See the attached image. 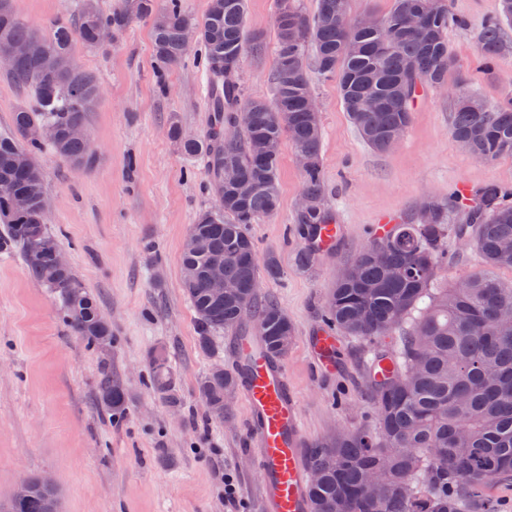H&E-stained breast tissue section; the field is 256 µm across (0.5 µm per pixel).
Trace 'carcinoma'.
<instances>
[{
	"instance_id": "obj_1",
	"label": "carcinoma",
	"mask_w": 512,
	"mask_h": 512,
	"mask_svg": "<svg viewBox=\"0 0 512 512\" xmlns=\"http://www.w3.org/2000/svg\"><path fill=\"white\" fill-rule=\"evenodd\" d=\"M154 0H129L121 10L103 13L86 2L74 22L58 19L48 32L22 22L10 0H0V67L31 93L30 104L14 112L12 126L0 131V185L24 192L29 206L12 209L0 198V254H20L26 273L62 301L71 331L86 344H107L112 327L96 300L70 269L53 275L60 245L46 225V194L36 155L50 147L75 166L91 168L95 154L88 140L68 136L86 126L99 100L96 78L73 66L71 48L79 39L100 45L104 31L114 33L133 19L150 17ZM503 18L484 23L478 50L492 67L503 44L502 20L512 21V0H501ZM247 0H211L200 19L185 14L179 0H169L162 21L153 25L155 57L163 67L179 64L192 45L204 49L210 110L209 131L197 139L182 135L172 121L169 134L187 159L203 158L216 197L224 210L199 214L190 234L202 237L196 247L184 245L182 284L195 313L198 344L212 346L214 334L236 327L255 306L251 284L276 278V259L260 257L249 227L274 213L280 203L278 169L283 139L310 158L304 170L305 193L321 201L319 115L306 109L312 96L305 51L311 48L321 75H336L345 112L364 143L377 152L407 128L417 88L448 80L454 59L448 51V0H394L385 18L373 24L351 22L348 0H318L313 17L292 0L288 14L276 16L277 63L272 74L273 98H245L238 71L245 52ZM423 17L421 34L405 30L407 17ZM26 44L33 52L13 56L7 48ZM53 51L61 60L45 72L38 54ZM288 69V83L280 69ZM232 70L226 74V70ZM470 97H457L451 130L471 145L482 160L512 155V103L474 111ZM241 118L238 138L224 139V127ZM52 124L56 140H33V128ZM251 184L239 193L229 173ZM512 187H482L467 221L451 224L448 210L428 202L426 224H396L384 236L359 248L342 271L325 304L327 322L350 336L365 339L403 330L399 344L379 351L389 356L395 372L373 379L372 430L340 431L311 451L308 466L319 478L310 482L311 512H499L486 496L493 481L512 482V321L497 318L512 309V285L486 273H474L451 288L435 287L434 277L445 259V239L465 240L490 267H512ZM332 217L323 208L296 214V231L305 246L299 261L311 264L322 226ZM224 260V278L232 284L224 301L209 292L207 266ZM266 352L283 357L293 326L288 314L269 300L258 310ZM151 385L171 404L176 385L165 355L151 357ZM231 372L206 373L198 396L208 412L224 417L222 391L233 384ZM100 403L113 416L126 413L125 393L104 367L98 385ZM41 489L27 499L10 502L8 512H45Z\"/></svg>"
}]
</instances>
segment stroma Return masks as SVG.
<instances>
[{
	"instance_id": "obj_1",
	"label": "stroma",
	"mask_w": 512,
	"mask_h": 512,
	"mask_svg": "<svg viewBox=\"0 0 512 512\" xmlns=\"http://www.w3.org/2000/svg\"><path fill=\"white\" fill-rule=\"evenodd\" d=\"M81 0H11L16 16L41 31L73 20ZM455 65L444 88H424L400 142L376 152L361 139L340 99L336 77L310 72L321 127L323 205L343 227L337 247L300 266L302 245L291 232L303 172L290 141L280 148V205L250 225L260 254L281 268L263 279L261 299L275 300L293 325L284 358L295 392L306 449L339 431L375 424L371 362L395 336L366 340L340 335L337 365L325 370L308 342L325 327L330 290L356 250L371 241L382 216L417 223L422 202L447 205L452 223L466 219L464 202L490 183L512 186V156L481 161L454 140L450 113L456 91L489 105L512 100V23L493 68L479 60L478 35L499 17L501 0H448ZM277 0H248L246 49L239 80L250 99L272 96ZM199 48L157 70L150 19L138 18L110 44H75L73 65L100 87L87 131L92 168H79L43 149L37 156L50 200L47 223L70 266L112 325V342L92 348L63 320L62 304L25 272L17 254H0V505L21 477L49 474L60 512H261V477L246 429V405L235 395L231 413L210 415L197 383L213 366L231 368L233 336L254 332L256 314L200 349L195 315L182 288L181 256L189 228L215 204L202 160L185 159L169 136L171 120L202 135L211 124ZM438 287L449 288L481 268L457 239ZM165 352L180 397L162 401L149 381L150 354ZM124 386L127 412L111 416L98 400L102 365ZM232 476L236 500L224 496Z\"/></svg>"
}]
</instances>
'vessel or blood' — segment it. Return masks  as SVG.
I'll return each mask as SVG.
<instances>
[{"mask_svg": "<svg viewBox=\"0 0 512 512\" xmlns=\"http://www.w3.org/2000/svg\"><path fill=\"white\" fill-rule=\"evenodd\" d=\"M233 370L264 481V512H308L298 403L283 363L266 355L260 337L241 336Z\"/></svg>", "mask_w": 512, "mask_h": 512, "instance_id": "b4317fda", "label": "vessel or blood"}]
</instances>
